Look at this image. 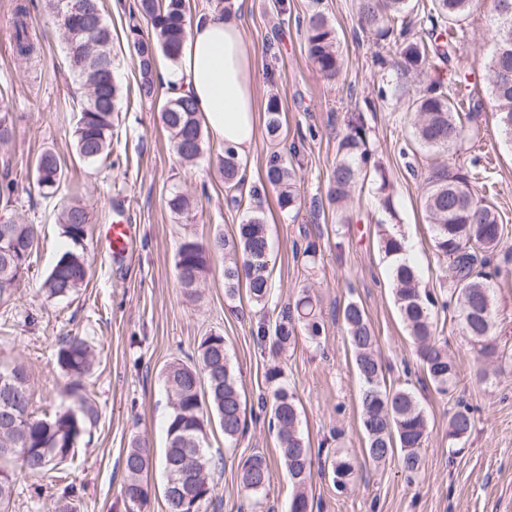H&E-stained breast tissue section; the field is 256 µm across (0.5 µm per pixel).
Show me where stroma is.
I'll list each match as a JSON object with an SVG mask.
<instances>
[{
    "label": "stroma",
    "instance_id": "stroma-1",
    "mask_svg": "<svg viewBox=\"0 0 512 512\" xmlns=\"http://www.w3.org/2000/svg\"><path fill=\"white\" fill-rule=\"evenodd\" d=\"M19 0H0V95L22 114L16 134L0 146V181L14 180L11 199L0 198V221L34 225L38 252L7 304L0 305V364L25 366L34 402L69 404L67 379L55 364V351L66 336L85 337L95 353L86 393L99 411L89 442L80 443L69 479L77 489V512H124L120 503L122 459L132 438L145 439L155 454L165 448L169 412L161 372L174 359H187L208 334L224 337L231 367L247 399V429L236 443L224 441L213 428L208 444L224 458L222 473L204 512H288L292 486L274 436L258 409L260 395L270 393V369L281 370L301 410V430L315 453V468L325 455L338 452L359 462L356 480L346 490L330 476H314L312 512H512V365L485 380L475 377L478 364L472 344L453 312H437V334L448 345L458 372L452 394L428 387L411 341L394 303L391 262L378 247L381 225L393 224L411 245L422 285L435 293L451 288L446 258L432 246V232L421 208L422 177L433 161L466 171L485 169L490 195L503 219L502 244L491 256V277L498 324L495 340L512 354V146L501 136L483 63L490 53L486 17L475 10L463 25L452 63L432 60L424 74L406 76V90L380 98L384 80L393 78L395 54L375 34L361 30L356 0H234L237 21L255 55L252 76L260 107L254 149L241 161L244 196L260 201L272 246L271 294L265 309L254 308L246 293L230 297L224 287V258L215 256L201 286L200 298L188 297L175 271L177 248L187 235L206 240L233 236L248 217L246 207L227 203L224 179L211 165L222 144L206 142L195 165L179 164L160 121L165 90L152 100L138 93L137 61L126 40L125 8L102 0L112 29L115 74L122 100L113 115L114 153L118 165L92 167L73 154L72 132L84 89L71 76L65 45L44 7L31 12L30 33L41 54V76L33 78L11 44L10 27ZM322 10L336 28L342 52L341 74L326 80L307 56L301 20ZM475 71L483 102L478 138L433 157L408 135L412 96L431 82L454 86L455 70ZM281 103L282 134H267L269 97ZM361 114L369 146L385 169L394 209L386 211L378 181L368 179L351 194L349 223L340 225L324 200L336 164L337 143L348 116ZM297 154H290V144ZM65 167L53 198L40 196L30 168L45 149ZM286 153L298 171L299 214L282 210L277 192L266 180L272 152ZM178 183L194 199L193 220L170 211L166 190ZM78 199L93 213L85 241L91 268L86 286L65 299L47 298L42 283L60 255L70 249L58 215L62 203ZM123 200L138 245L131 259L113 265L103 242V227L112 221L115 200ZM318 255L308 263L301 255L307 241ZM318 300L324 332L318 339L299 335L294 347L273 354L261 329L272 328L284 306L302 290ZM361 304L378 338L388 384H409L423 408L429 434L422 467L414 477L402 472L397 459L365 460V435L359 413L361 383L342 323L348 301ZM464 400L475 427L462 443L448 437V412ZM266 457L271 486L262 506L240 489L239 463L253 454ZM42 493H35V486ZM58 496L50 480L19 477L11 512H48Z\"/></svg>",
    "mask_w": 512,
    "mask_h": 512
}]
</instances>
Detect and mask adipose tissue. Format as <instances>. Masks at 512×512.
Segmentation results:
<instances>
[{
	"label": "adipose tissue",
	"instance_id": "1",
	"mask_svg": "<svg viewBox=\"0 0 512 512\" xmlns=\"http://www.w3.org/2000/svg\"><path fill=\"white\" fill-rule=\"evenodd\" d=\"M253 64L240 27L214 10L196 16L177 65L162 70L161 76L176 93L192 97L214 141L244 156L256 134Z\"/></svg>",
	"mask_w": 512,
	"mask_h": 512
}]
</instances>
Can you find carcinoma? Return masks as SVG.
<instances>
[{"label": "carcinoma", "instance_id": "obj_1", "mask_svg": "<svg viewBox=\"0 0 512 512\" xmlns=\"http://www.w3.org/2000/svg\"><path fill=\"white\" fill-rule=\"evenodd\" d=\"M63 0H45L52 22L62 32L70 71L85 89L78 120L73 130L74 153L88 165L105 164L112 156V116L117 111L121 87L114 75L112 30L104 17L102 0H87L84 12L68 16ZM492 50L486 64L498 126L512 144V0H482ZM475 8V0H431L428 25L413 31L411 0H358V24L372 30L380 40L395 47L398 70L405 75L422 72L433 58L449 62L462 23ZM190 0H137L129 11L126 39L132 47L139 70L140 97L154 96L160 78L156 58L179 60L191 27ZM29 4L18 5L12 24L11 41L18 56L38 63V54L29 31ZM150 26L144 34L140 20ZM306 48L319 73L335 80L341 72V52L336 30L321 12L307 16ZM472 73L461 69L455 93L449 94L437 83L420 90L412 102L414 116L410 136L423 149L440 154L479 136L476 119L482 101L471 90ZM270 118L267 133L276 139L281 129L278 99L268 100ZM9 102L0 99V145L12 140L17 121ZM160 120L169 134L175 154L185 162L200 158L204 132L194 101L185 96L169 97L160 109ZM348 132L339 141L333 180L327 192L328 204L336 208V223L349 222L346 202L350 191L365 180L368 172L380 174L379 191L383 205L392 211V195L381 166L369 148L367 130L361 117L352 115ZM217 168L224 177L229 201L241 205L236 195L243 185L240 162L234 148L224 147L217 156ZM64 167L51 150L34 162L32 175L46 197L54 196L64 178ZM268 183L278 191L281 209L297 211L298 174L288 158L273 152L266 170ZM476 174L454 172L437 165L423 177L421 205L433 226V248L448 259L453 288L448 297H438L420 285L418 270L398 261L405 251V237L395 228L381 226L380 250L396 260L392 268L394 297L417 358L434 390L442 395L453 392L457 368L446 343L437 336L433 310L455 306L458 322L478 354L476 377L488 375V367L499 363L503 353L493 340L495 309L493 293L481 271L488 255L502 243L503 224L493 203L479 196ZM167 205L177 216L188 219L189 198L173 184L167 191ZM91 220L87 205L73 201L61 207L62 233L72 243L45 278L42 289L48 298H66L76 293L90 278V267L80 248L84 247ZM37 249L32 224H0V304L8 302ZM232 254L224 267V283L230 296L245 286L249 300L265 307L270 296V240L268 225L259 210L238 225L236 236L218 235L206 242L193 236L184 238L175 255L177 279L187 293L198 292L206 280L213 255ZM347 340L354 366L362 383L361 424L366 438L365 453L373 462L398 457L402 470L412 477L421 466L420 449L428 437V419L412 388L387 385L384 367L377 353L378 339L364 308L349 301L342 310ZM315 339L323 324L316 300L307 292L286 308L272 328L271 349L280 352L296 343V327ZM94 354L81 336L62 339L55 352L56 365L70 379L69 394L74 401L54 412L39 413L34 408V391L21 364L0 366V512H9L17 476L56 478L60 467L73 460L76 445L87 425L98 418L97 410L80 394L84 379L93 368ZM170 412L166 424L164 499L167 512H189L184 494L193 485L214 488V474L221 458L209 453L208 427L217 422L224 440L233 442L243 434L246 420L238 380L230 366L224 336L211 333L199 341L195 359H174L162 370ZM269 427L294 493L289 512H312L307 489L313 480V457L309 442L300 429V412L295 395L288 388L274 389L270 404ZM474 427L467 404L459 400L448 416V436L464 440ZM153 448L134 438L122 459L123 482L120 499L125 512H141L147 504L149 473L153 468ZM336 487L344 488L356 477V464L347 455H336L330 463ZM271 469L265 457L254 454L240 465L241 491L259 501L267 496ZM76 488L68 483L51 512H74L71 498Z\"/></svg>", "mask_w": 512, "mask_h": 512}]
</instances>
